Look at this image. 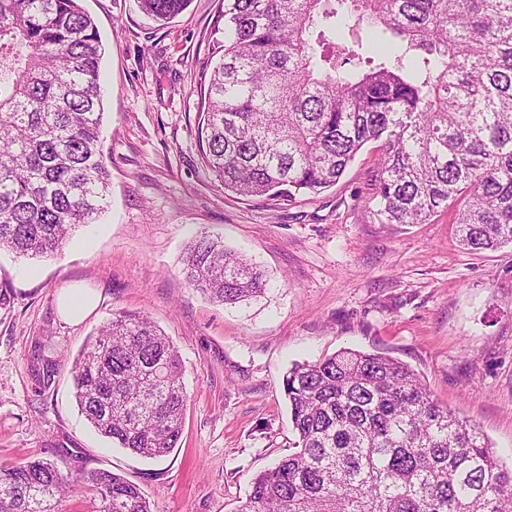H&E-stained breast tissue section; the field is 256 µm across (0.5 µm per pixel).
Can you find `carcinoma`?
Here are the masks:
<instances>
[{"instance_id": "cac0c4a2", "label": "carcinoma", "mask_w": 512, "mask_h": 512, "mask_svg": "<svg viewBox=\"0 0 512 512\" xmlns=\"http://www.w3.org/2000/svg\"><path fill=\"white\" fill-rule=\"evenodd\" d=\"M190 0H140L158 21ZM222 55L204 78L199 142L224 190L319 193L369 142L379 224L455 211L468 251L512 245V0H224ZM368 21L353 48L336 25ZM101 38L79 0H0V249L51 257L108 205L100 148ZM186 284L222 303L262 293L257 265L208 235ZM173 342L147 316L115 314L72 367L94 431L158 459L182 435L187 392ZM295 451L258 474L240 512H512V468L439 405L407 365L345 349L283 379ZM152 512L109 470L0 464V512Z\"/></svg>"}]
</instances>
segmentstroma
Wrapping results in <instances>:
<instances>
[{"label": "stroma", "instance_id": "obj_1", "mask_svg": "<svg viewBox=\"0 0 512 512\" xmlns=\"http://www.w3.org/2000/svg\"><path fill=\"white\" fill-rule=\"evenodd\" d=\"M80 4L105 47L110 204L54 257L0 250V463L49 456L75 475L109 469L153 512H239L256 474L293 451L288 370L352 349L409 365L512 467V245L461 249L450 209L426 224L377 223L373 144L318 194L226 192L196 140L197 80L218 58L222 0H191L165 23L138 0ZM204 233L261 265L263 295L218 304L187 287L182 259ZM71 288L98 296L77 323L58 310ZM120 312L150 317L183 361V434L159 460L97 434L73 396L78 353Z\"/></svg>", "mask_w": 512, "mask_h": 512}]
</instances>
